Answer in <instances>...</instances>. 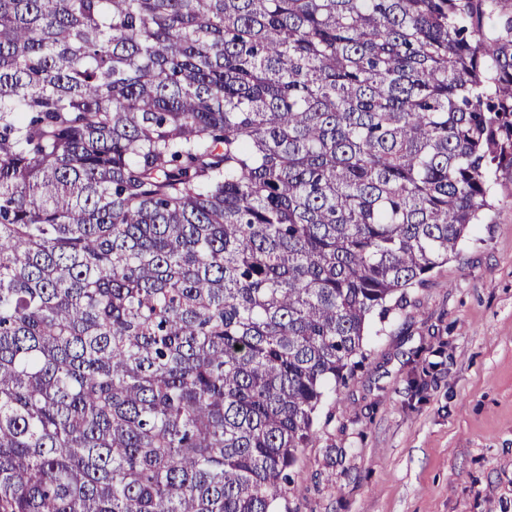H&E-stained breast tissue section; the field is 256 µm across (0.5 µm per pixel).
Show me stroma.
Here are the masks:
<instances>
[{"instance_id": "stroma-1", "label": "stroma", "mask_w": 512, "mask_h": 512, "mask_svg": "<svg viewBox=\"0 0 512 512\" xmlns=\"http://www.w3.org/2000/svg\"><path fill=\"white\" fill-rule=\"evenodd\" d=\"M494 179L459 255L326 393L280 512H512V166Z\"/></svg>"}]
</instances>
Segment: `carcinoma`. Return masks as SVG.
Listing matches in <instances>:
<instances>
[{"label": "carcinoma", "mask_w": 512, "mask_h": 512, "mask_svg": "<svg viewBox=\"0 0 512 512\" xmlns=\"http://www.w3.org/2000/svg\"><path fill=\"white\" fill-rule=\"evenodd\" d=\"M502 163L512 0H0V512H278Z\"/></svg>", "instance_id": "carcinoma-1"}]
</instances>
